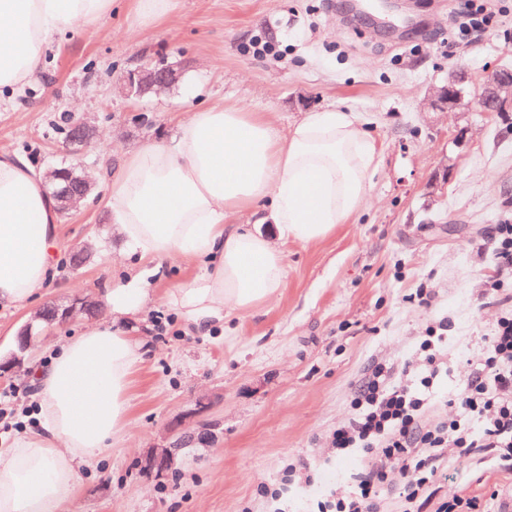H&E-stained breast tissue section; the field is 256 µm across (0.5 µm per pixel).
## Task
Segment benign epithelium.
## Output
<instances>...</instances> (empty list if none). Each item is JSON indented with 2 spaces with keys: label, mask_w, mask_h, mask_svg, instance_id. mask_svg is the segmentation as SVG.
Wrapping results in <instances>:
<instances>
[{
  "label": "benign epithelium",
  "mask_w": 512,
  "mask_h": 512,
  "mask_svg": "<svg viewBox=\"0 0 512 512\" xmlns=\"http://www.w3.org/2000/svg\"><path fill=\"white\" fill-rule=\"evenodd\" d=\"M180 78L181 71L173 65L160 67L153 63L140 64L122 73L114 82L113 90L124 97L157 94L174 87ZM422 108L426 112L462 110L500 115L512 112V66H502L489 72L481 85L473 89L468 68L465 63L459 62L448 73V80L423 100ZM73 129L84 149L74 152L67 169L50 167L45 173L52 195L58 202L59 211L67 215L79 209L80 204L86 202L94 191V181L82 172V158L85 148L99 137L97 127L81 117L76 118ZM52 310L64 321L77 310L85 313L96 311L97 303L77 298L67 306L57 305ZM40 320H45L42 312L20 330L19 353L0 364V374L23 365L20 353L31 344L33 330Z\"/></svg>",
  "instance_id": "7a95c632"
}]
</instances>
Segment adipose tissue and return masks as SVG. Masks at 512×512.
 Listing matches in <instances>:
<instances>
[{
  "label": "adipose tissue",
  "instance_id": "1",
  "mask_svg": "<svg viewBox=\"0 0 512 512\" xmlns=\"http://www.w3.org/2000/svg\"><path fill=\"white\" fill-rule=\"evenodd\" d=\"M112 5L0 0V102L41 68L52 37L93 27ZM378 167L359 113L310 110L283 131L258 112L199 105L171 141L125 156L105 207L141 261L180 253L203 263L166 302L186 328L207 330L272 301L284 277L281 242H314L346 223L369 202ZM244 211L254 225L238 223ZM57 222L42 173L0 154V309L32 302L52 279ZM148 298L140 274L106 289L108 320L72 328L35 364L36 427L0 448V512H73L81 468L129 423L131 377L144 360L135 331Z\"/></svg>",
  "mask_w": 512,
  "mask_h": 512
}]
</instances>
